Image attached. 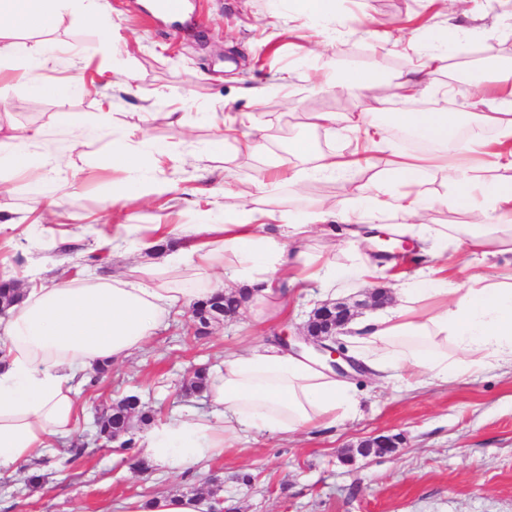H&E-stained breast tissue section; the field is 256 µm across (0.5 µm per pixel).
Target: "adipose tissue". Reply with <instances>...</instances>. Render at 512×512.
I'll return each instance as SVG.
<instances>
[{
	"instance_id": "ef3b65f1",
	"label": "adipose tissue",
	"mask_w": 512,
	"mask_h": 512,
	"mask_svg": "<svg viewBox=\"0 0 512 512\" xmlns=\"http://www.w3.org/2000/svg\"><path fill=\"white\" fill-rule=\"evenodd\" d=\"M96 21L102 0H0V59L21 61L23 77L38 93L64 95L76 80L50 86L46 60L21 40V32L50 31L68 10ZM495 74L470 81V113L392 112L378 118L382 101H366L360 113L319 112L315 125L328 135L363 133L371 150L383 149L395 124L433 144L434 156L394 152L374 173L355 208L321 206L293 217L257 207H232L220 224L190 225L188 238L174 224H116L101 238L118 252L129 245L149 251L162 240L174 245L160 261L131 265L112 277L87 274L53 283L30 276L21 302L0 322V471L38 457L50 437L69 436L83 411L79 389L89 370L140 350L179 306L214 292V271L224 265L232 282L248 292L259 316H282L292 289L309 282L335 288L344 271L335 257L298 249L313 231L333 234L342 223L351 245L388 223L391 233L424 244L433 263L400 290L399 302L375 317L349 322L353 356L386 383L396 373L448 381L489 365L512 366V267L490 275L477 261L512 255V64L489 56ZM467 139H460L461 131ZM42 130L23 129L0 140V172L19 173L34 163L30 142ZM305 167L277 165L274 178L299 184L333 178L363 166L359 157L302 148ZM447 165L448 190L424 191L433 161ZM463 215L457 224H431L433 207ZM474 259L463 287L448 285V252ZM213 414L156 422L143 433L146 459L180 474L220 452L242 435L269 429L293 434L330 429L355 416L360 399L353 384L308 353L288 354L258 345L224 356L211 373Z\"/></svg>"
}]
</instances>
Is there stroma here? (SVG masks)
I'll return each mask as SVG.
<instances>
[{"mask_svg": "<svg viewBox=\"0 0 512 512\" xmlns=\"http://www.w3.org/2000/svg\"><path fill=\"white\" fill-rule=\"evenodd\" d=\"M105 6L107 30L67 13L51 32L24 35L47 57V82L77 75L85 93L40 95L28 89L17 66L0 69V84L10 86L9 103L0 106V139L17 127H43L45 137L32 150L62 154L55 177L71 183L60 217L27 188L43 177L41 165L17 177L13 193H0L1 219L17 214L42 227L10 245L0 239V274L20 280L38 269L48 280L79 276L84 257L97 249L85 232L89 224L221 219L215 183L203 178L204 169L223 170L228 188L247 204L255 178L292 157L301 141L326 152L361 149L360 138L334 141L310 127L311 113L364 109L363 89L324 85V75L374 71L392 80L414 59L410 43L432 44L450 33L447 12L433 0H338L328 20L313 14L309 0H198L196 20L177 38L149 0H106ZM456 22L475 37L464 52L448 44V58L425 97L434 111H469L468 100L436 90L486 74L485 47L512 60V0H471ZM124 68L135 72V81L125 83ZM256 87L263 90L257 98L251 95ZM105 111L112 114L111 130L86 145L72 144L58 120L62 113ZM160 112H203L207 118L185 128L157 120ZM250 117L262 125L270 153L252 154L225 138V125ZM127 131L167 147L161 161L144 159L142 173L170 182L172 194L112 205V184L120 175L109 166V148L114 134ZM386 160L374 153L367 169L309 178L294 188L268 183L263 205L301 214L324 199L353 204ZM429 262V255L409 247L397 259L399 273L386 263L369 282L344 278L335 298L355 306L357 318L370 317V293L392 292L398 274L412 275ZM327 299L315 285L295 289L285 316L269 322L240 307L213 324L200 343L188 308L177 309L141 350L113 363L108 378L81 393L79 435L91 433L94 408L131 393L161 420L211 412L207 395L182 396L198 368L220 369L225 351L273 342L285 330L298 333ZM351 381L360 411L335 428L254 434L180 475L154 465L132 470L96 445L73 468L65 463L69 440H53L39 459L0 473V512H139L165 492L223 504L224 512H512L511 369L491 366L448 383L417 377L380 386L367 372L353 373ZM380 435L395 438L392 452H359L361 442ZM36 472L43 480L34 488L28 478ZM241 473L252 475V485L238 482ZM214 475L219 483H211Z\"/></svg>", "mask_w": 512, "mask_h": 512, "instance_id": "1", "label": "stroma"}]
</instances>
